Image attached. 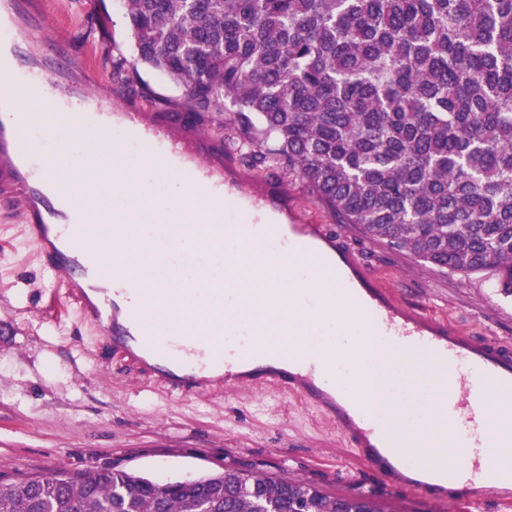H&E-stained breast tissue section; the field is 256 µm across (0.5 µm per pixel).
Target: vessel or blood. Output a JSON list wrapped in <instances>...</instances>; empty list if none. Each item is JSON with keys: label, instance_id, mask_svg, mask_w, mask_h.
Listing matches in <instances>:
<instances>
[{"label": "vessel or blood", "instance_id": "1", "mask_svg": "<svg viewBox=\"0 0 512 512\" xmlns=\"http://www.w3.org/2000/svg\"><path fill=\"white\" fill-rule=\"evenodd\" d=\"M47 0H0V208L14 212L44 266L56 275L81 318L97 328L104 343L121 346L134 363L154 373L169 391L195 394L218 386L249 383L273 386L316 406L347 440L352 455L381 480L432 493L435 500L476 497L484 492L512 500V472L486 463L492 440L486 419L490 394H512V344L479 341L447 322L402 308L351 250L343 249L320 224H271L265 243L285 249L304 239L353 288L355 302L370 320L375 336L391 350L430 354L447 376L444 406L456 425L457 444L467 469L450 465L408 464L382 415L350 401L303 361L282 359L279 367L246 373L249 355L216 339L207 358L181 353L167 326L147 327L143 308L167 297L169 284L155 279L126 300L119 284L128 282L120 257L132 245L123 225L98 242L94 209L85 188L102 154L96 141L118 139L136 147L142 160L160 164L206 193V219L215 248L224 246V162L222 150L204 131L177 112H145L117 104L111 85L100 84L91 53L70 49L56 39V53L42 47ZM38 92L42 111L23 108L25 92ZM112 254L104 262L100 248Z\"/></svg>", "mask_w": 512, "mask_h": 512}]
</instances>
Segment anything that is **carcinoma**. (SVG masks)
<instances>
[{
	"label": "carcinoma",
	"instance_id": "cac0c4a2",
	"mask_svg": "<svg viewBox=\"0 0 512 512\" xmlns=\"http://www.w3.org/2000/svg\"><path fill=\"white\" fill-rule=\"evenodd\" d=\"M137 62L338 224L512 297V0H124ZM0 512H384L262 472L112 465L0 484Z\"/></svg>",
	"mask_w": 512,
	"mask_h": 512
}]
</instances>
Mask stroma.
Returning a JSON list of instances; mask_svg holds the SVG:
<instances>
[{"label": "stroma", "instance_id": "obj_1", "mask_svg": "<svg viewBox=\"0 0 512 512\" xmlns=\"http://www.w3.org/2000/svg\"><path fill=\"white\" fill-rule=\"evenodd\" d=\"M47 35L69 26L93 51L103 83L122 99L183 112L187 99L165 74L136 64L124 0H49ZM127 63L114 78L112 63ZM225 168L249 185L282 188L288 218L333 224L306 185L287 170L256 172L228 152ZM379 287L403 306L430 312L460 331L512 341V298L486 274L442 272L341 225ZM107 461L159 480H192L228 470L259 471L315 484L329 493L366 496L387 512H512L486 496L430 501L382 482L351 456L336 427L314 406L272 387L167 393L81 320L76 305L43 268L20 224L0 212V482L59 467Z\"/></svg>", "mask_w": 512, "mask_h": 512}]
</instances>
